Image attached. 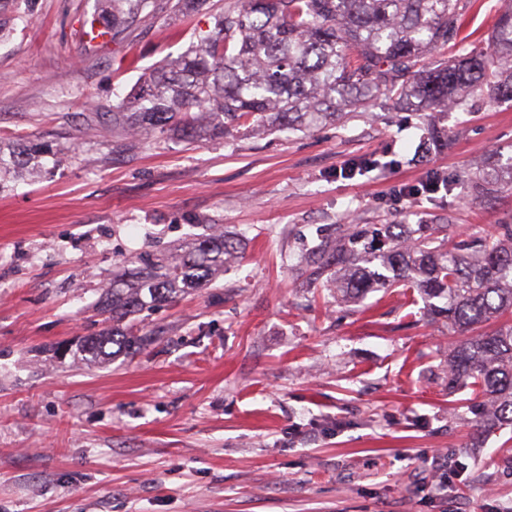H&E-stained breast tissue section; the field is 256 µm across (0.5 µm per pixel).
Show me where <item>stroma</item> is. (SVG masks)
<instances>
[{
  "label": "stroma",
  "mask_w": 512,
  "mask_h": 512,
  "mask_svg": "<svg viewBox=\"0 0 512 512\" xmlns=\"http://www.w3.org/2000/svg\"><path fill=\"white\" fill-rule=\"evenodd\" d=\"M175 2L91 44L108 0H13L0 147L48 144L56 160L0 188V512H512V429L477 435L449 394L447 328L413 292L346 303L301 264L351 224L512 223V192L479 197L472 179L512 147V103L471 99L424 156L422 114L378 106L199 147L112 128L117 96L235 0L182 19ZM503 4L472 0L449 57L486 46ZM429 172L447 191L392 196ZM215 228L240 258L127 320L160 341L83 360L113 274Z\"/></svg>",
  "instance_id": "obj_1"
}]
</instances>
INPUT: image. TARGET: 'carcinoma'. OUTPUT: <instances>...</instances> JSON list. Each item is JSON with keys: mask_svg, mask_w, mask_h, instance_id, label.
<instances>
[{"mask_svg": "<svg viewBox=\"0 0 512 512\" xmlns=\"http://www.w3.org/2000/svg\"><path fill=\"white\" fill-rule=\"evenodd\" d=\"M112 29L150 15L152 0H112ZM470 0H238L213 30L154 70L112 105V127L174 136L203 145L250 123L267 131L315 128L359 109L391 106L426 113L422 148L442 146L439 117L469 97L512 102V7L487 49L428 64L456 40ZM45 153L13 151L10 172L39 175ZM482 184L512 191V156L478 168ZM241 241L214 232L189 252L138 259L112 278L105 311L112 330L90 337L91 360L128 354L130 315L207 287L238 258ZM310 279L355 302L369 292L416 291L430 320L462 337L448 350V391L470 390V409L485 432L512 426V224L448 247L429 224H369L348 242L321 243L304 258Z\"/></svg>", "mask_w": 512, "mask_h": 512, "instance_id": "1", "label": "carcinoma"}]
</instances>
